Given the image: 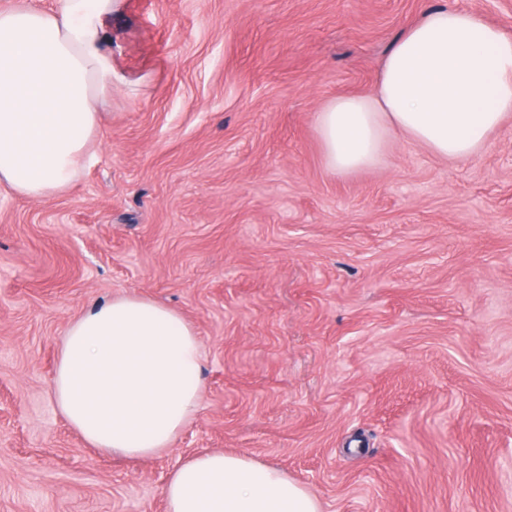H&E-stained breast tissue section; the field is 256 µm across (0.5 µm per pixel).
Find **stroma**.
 <instances>
[{"label":"stroma","instance_id":"35a3bbf8","mask_svg":"<svg viewBox=\"0 0 512 512\" xmlns=\"http://www.w3.org/2000/svg\"><path fill=\"white\" fill-rule=\"evenodd\" d=\"M70 189L0 185V512H166L224 451L323 512H512V115L447 161L395 133L330 171L316 114L368 94L432 8L512 35V0H124ZM135 292L204 359L173 448L88 447L51 393L68 322Z\"/></svg>","mask_w":512,"mask_h":512}]
</instances>
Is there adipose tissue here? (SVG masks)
<instances>
[{
    "mask_svg": "<svg viewBox=\"0 0 512 512\" xmlns=\"http://www.w3.org/2000/svg\"><path fill=\"white\" fill-rule=\"evenodd\" d=\"M121 0H16L0 9V185L40 200L66 190L112 92L108 24ZM512 112V37L473 12L433 9L393 44L369 95H340L316 118L327 167L375 163L391 132L445 160L476 154ZM202 349L177 311L135 293L73 319L52 383L93 448L148 458L170 448L202 395ZM167 512H322L280 469L221 451L178 466Z\"/></svg>",
    "mask_w": 512,
    "mask_h": 512,
    "instance_id": "1",
    "label": "adipose tissue"
}]
</instances>
